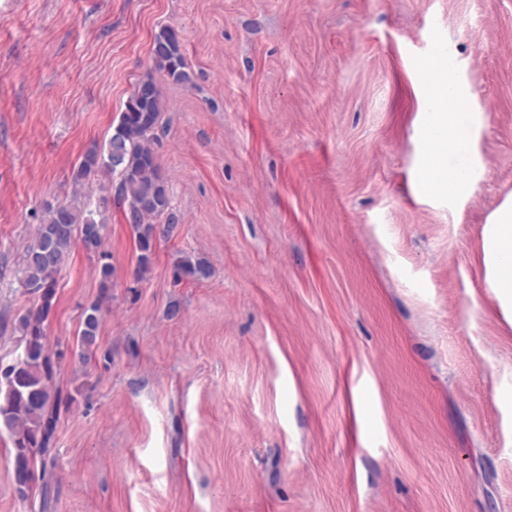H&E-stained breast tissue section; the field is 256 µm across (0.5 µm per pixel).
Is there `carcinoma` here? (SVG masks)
<instances>
[{"label": "carcinoma", "mask_w": 512, "mask_h": 512, "mask_svg": "<svg viewBox=\"0 0 512 512\" xmlns=\"http://www.w3.org/2000/svg\"><path fill=\"white\" fill-rule=\"evenodd\" d=\"M151 59L153 69L172 82H190L183 41L176 29L163 27L154 35ZM165 111L166 102L154 77L141 79L112 135L103 145L88 148L72 171L78 185L95 173L110 175L101 204L105 208L114 200L119 205L122 221L135 238V278L139 281L151 273L160 239L173 236L178 228L156 150ZM106 227L99 209L51 205L23 251L19 282L32 302L14 319L12 333L21 337L24 353L18 359L0 358V428L9 433L15 491L22 499L33 492L37 469H46L60 418L76 402L59 383L63 365L94 362L107 368L112 363V351L98 343L101 313L115 272L103 249ZM77 247L97 257L101 293L84 311L76 347L53 352L46 341V322L53 309L57 276ZM211 274L212 267L202 254H184L173 262L176 284L200 282Z\"/></svg>", "instance_id": "obj_1"}]
</instances>
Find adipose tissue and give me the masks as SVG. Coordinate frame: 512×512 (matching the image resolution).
<instances>
[{
	"label": "adipose tissue",
	"mask_w": 512,
	"mask_h": 512,
	"mask_svg": "<svg viewBox=\"0 0 512 512\" xmlns=\"http://www.w3.org/2000/svg\"><path fill=\"white\" fill-rule=\"evenodd\" d=\"M442 94L456 97L460 106L453 112L435 113L426 131L427 137L436 139L448 166V176L438 179L437 186L457 198L466 195L480 173L473 161L470 138L478 119V102L470 88L447 81ZM494 226L490 249L501 274L495 280L498 288H512V199L502 203L488 218Z\"/></svg>",
	"instance_id": "ef3b65f1"
}]
</instances>
